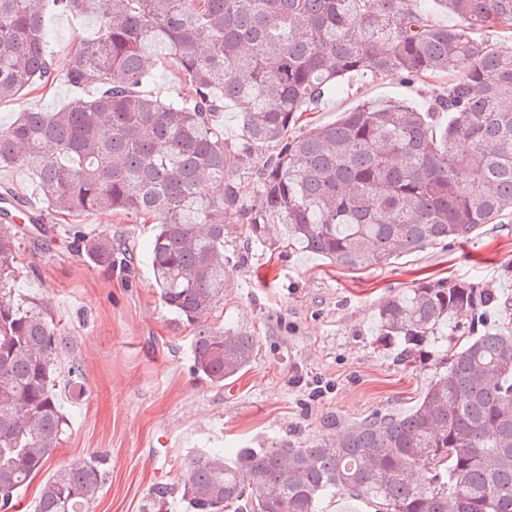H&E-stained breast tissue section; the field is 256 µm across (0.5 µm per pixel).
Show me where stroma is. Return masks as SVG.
Instances as JSON below:
<instances>
[{"mask_svg": "<svg viewBox=\"0 0 512 512\" xmlns=\"http://www.w3.org/2000/svg\"><path fill=\"white\" fill-rule=\"evenodd\" d=\"M54 80L0 102V128L20 113L54 112L95 95L91 86L65 82L80 39L98 32L88 16L47 18ZM431 77L413 85L393 78L347 80L345 92L324 99L295 126L336 121L366 100L402 99L423 108L447 91ZM44 210L51 242L26 239L18 257L20 290L49 312L73 344L59 368L82 369L81 391L60 405L69 429L49 466L32 477L14 512H34L55 469L95 462L105 475L89 512H186L178 478L188 460L211 448H268L288 442L304 448L343 433L374 413L414 409L439 370L445 336L426 344L414 361L398 345L378 339V302L426 280L478 277L512 301V214L476 238L433 245L385 264L352 272L330 260L282 245L246 243L238 215L228 220L224 247L229 277L210 320L228 332L256 337L250 365L239 378L215 386L192 367V326L164 305L151 274L154 218L99 210L71 217L47 209L31 172L0 168V194ZM89 235L108 233L133 258L125 275L72 251V224Z\"/></svg>", "mask_w": 512, "mask_h": 512, "instance_id": "1", "label": "stroma"}]
</instances>
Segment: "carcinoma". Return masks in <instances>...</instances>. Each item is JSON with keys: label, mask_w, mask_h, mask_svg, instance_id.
<instances>
[{"label": "carcinoma", "mask_w": 512, "mask_h": 512, "mask_svg": "<svg viewBox=\"0 0 512 512\" xmlns=\"http://www.w3.org/2000/svg\"><path fill=\"white\" fill-rule=\"evenodd\" d=\"M0 0V100L51 76L46 17L92 16L65 73L94 97L55 112H23L0 129V168L32 171L47 204L70 215L101 209L159 219L151 269L164 304L194 327L195 373L221 386L250 364L257 340L208 323L228 270L227 216L247 240L272 235L349 271L428 245L460 243L512 212V0H443L469 29L441 26L413 0ZM485 32L478 39L472 31ZM173 62L187 94H141L149 61ZM413 83L449 75L448 92L420 109L364 101L306 133L300 113L357 75ZM242 115L237 145L214 124L225 102ZM448 113V122L439 115ZM265 155L253 187L228 175V151ZM224 183L213 195L209 183ZM253 203L247 204L248 196ZM16 225L0 224V288L17 282ZM69 246L126 273L112 236L72 230ZM469 312L512 322V306L467 280L422 282L378 304L379 336L414 357ZM67 339L33 297L0 295V512L50 461L68 419L57 360ZM420 405L374 415L306 448L201 453L179 492L191 512H316L328 495L375 512H512V329L443 351ZM250 475L249 487L238 470ZM99 467H61L36 512H87Z\"/></svg>", "instance_id": "cac0c4a2"}]
</instances>
